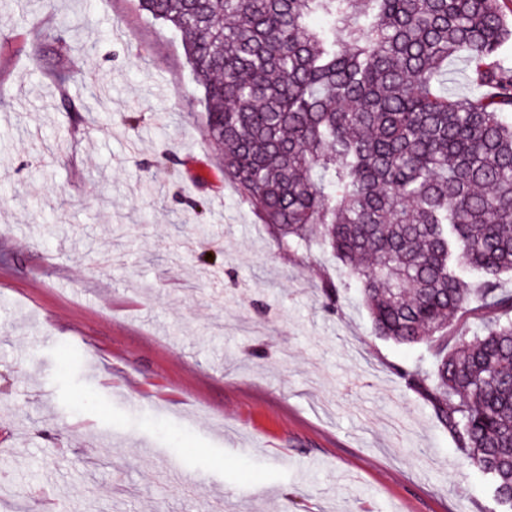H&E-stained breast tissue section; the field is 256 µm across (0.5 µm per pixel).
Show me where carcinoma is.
I'll list each match as a JSON object with an SVG mask.
<instances>
[{"label":"carcinoma","instance_id":"obj_1","mask_svg":"<svg viewBox=\"0 0 512 512\" xmlns=\"http://www.w3.org/2000/svg\"><path fill=\"white\" fill-rule=\"evenodd\" d=\"M185 34L224 180L283 248L318 239L462 463L512 510V68L501 0H138ZM461 55L480 96L437 85ZM479 281L471 286L464 274ZM471 311L481 333L455 328Z\"/></svg>","mask_w":512,"mask_h":512}]
</instances>
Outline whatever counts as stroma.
Returning <instances> with one entry per match:
<instances>
[{
  "mask_svg": "<svg viewBox=\"0 0 512 512\" xmlns=\"http://www.w3.org/2000/svg\"><path fill=\"white\" fill-rule=\"evenodd\" d=\"M200 97L137 0H0L15 512H504L395 372L424 345L376 336L358 288L327 309L338 262L277 246Z\"/></svg>",
  "mask_w": 512,
  "mask_h": 512,
  "instance_id": "obj_1",
  "label": "stroma"
}]
</instances>
